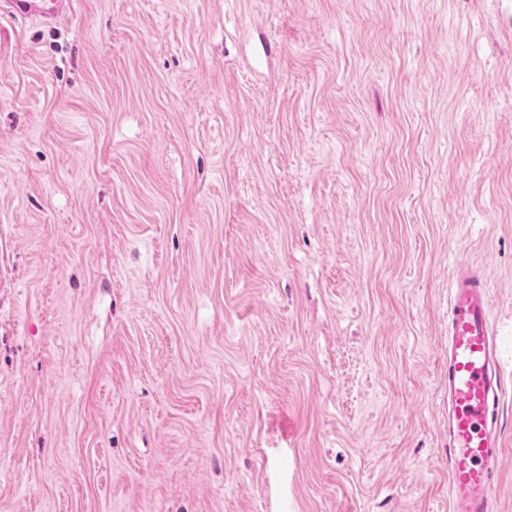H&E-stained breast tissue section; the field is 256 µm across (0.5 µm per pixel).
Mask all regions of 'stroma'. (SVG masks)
Here are the masks:
<instances>
[{
    "mask_svg": "<svg viewBox=\"0 0 512 512\" xmlns=\"http://www.w3.org/2000/svg\"><path fill=\"white\" fill-rule=\"evenodd\" d=\"M461 266L512 512V0L0 16V512H448Z\"/></svg>",
    "mask_w": 512,
    "mask_h": 512,
    "instance_id": "stroma-1",
    "label": "stroma"
}]
</instances>
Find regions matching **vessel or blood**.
I'll list each match as a JSON object with an SVG mask.
<instances>
[{"mask_svg": "<svg viewBox=\"0 0 512 512\" xmlns=\"http://www.w3.org/2000/svg\"><path fill=\"white\" fill-rule=\"evenodd\" d=\"M73 0H5L9 17L51 22ZM483 272L454 275L448 307V512H494L504 383Z\"/></svg>", "mask_w": 512, "mask_h": 512, "instance_id": "b4317fda", "label": "vessel or blood"}]
</instances>
